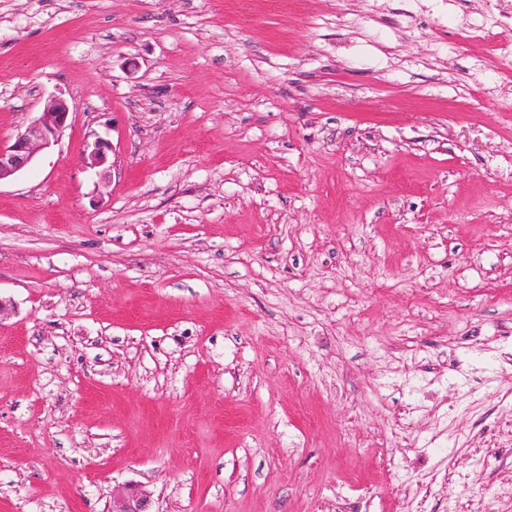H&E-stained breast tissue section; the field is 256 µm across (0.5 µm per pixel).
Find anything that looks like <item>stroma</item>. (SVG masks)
I'll list each match as a JSON object with an SVG mask.
<instances>
[{
    "instance_id": "stroma-1",
    "label": "stroma",
    "mask_w": 512,
    "mask_h": 512,
    "mask_svg": "<svg viewBox=\"0 0 512 512\" xmlns=\"http://www.w3.org/2000/svg\"><path fill=\"white\" fill-rule=\"evenodd\" d=\"M490 0H0V512H512ZM106 177L86 168L96 138ZM75 105L61 96L48 98L38 116L6 146L0 144V182L15 177L38 153L58 142Z\"/></svg>"
}]
</instances>
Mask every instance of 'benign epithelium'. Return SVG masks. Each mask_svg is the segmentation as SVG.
I'll use <instances>...</instances> for the list:
<instances>
[{
  "instance_id": "obj_1",
  "label": "benign epithelium",
  "mask_w": 512,
  "mask_h": 512,
  "mask_svg": "<svg viewBox=\"0 0 512 512\" xmlns=\"http://www.w3.org/2000/svg\"><path fill=\"white\" fill-rule=\"evenodd\" d=\"M74 109V103L61 96L48 98L41 112L24 131L18 133L10 144L0 145V181L18 175L35 160L38 153L57 143ZM111 150V143L98 137L86 156L87 164L99 169L101 176L106 174L104 166ZM112 512H149L148 500L130 492L113 502Z\"/></svg>"
}]
</instances>
